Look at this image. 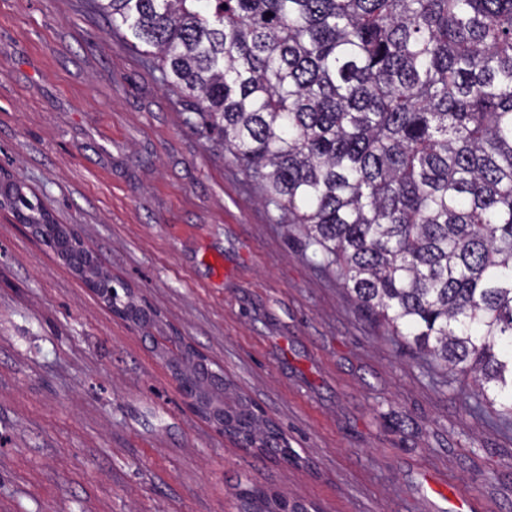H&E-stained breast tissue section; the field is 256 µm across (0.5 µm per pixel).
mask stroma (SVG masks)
Here are the masks:
<instances>
[{"label": "stroma", "mask_w": 512, "mask_h": 512, "mask_svg": "<svg viewBox=\"0 0 512 512\" xmlns=\"http://www.w3.org/2000/svg\"><path fill=\"white\" fill-rule=\"evenodd\" d=\"M89 0H0V181L224 368L291 463L186 404L148 341L0 209V512H512V429L360 312ZM223 258L213 272L211 256ZM241 498L244 496L248 506L255 507L257 510L252 512H280L275 507V496L269 495L261 488H248L240 492Z\"/></svg>", "instance_id": "stroma-1"}]
</instances>
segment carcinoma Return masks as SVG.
Returning <instances> with one entry per match:
<instances>
[{"instance_id":"carcinoma-1","label":"carcinoma","mask_w":512,"mask_h":512,"mask_svg":"<svg viewBox=\"0 0 512 512\" xmlns=\"http://www.w3.org/2000/svg\"><path fill=\"white\" fill-rule=\"evenodd\" d=\"M94 2L362 312L512 418V0Z\"/></svg>"}]
</instances>
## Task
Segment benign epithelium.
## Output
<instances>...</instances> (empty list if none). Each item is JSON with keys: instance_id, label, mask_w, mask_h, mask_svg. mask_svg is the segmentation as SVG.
Segmentation results:
<instances>
[{"instance_id": "7a95c632", "label": "benign epithelium", "mask_w": 512, "mask_h": 512, "mask_svg": "<svg viewBox=\"0 0 512 512\" xmlns=\"http://www.w3.org/2000/svg\"><path fill=\"white\" fill-rule=\"evenodd\" d=\"M29 234L79 273L93 294L122 318L131 329L149 340L191 409L216 433L232 438L238 447L253 450L263 446V436L224 429L213 412L224 409V369L213 364L176 329L159 325L161 315L145 300H135L130 288L103 269L93 250L76 227L61 224H24Z\"/></svg>"}]
</instances>
